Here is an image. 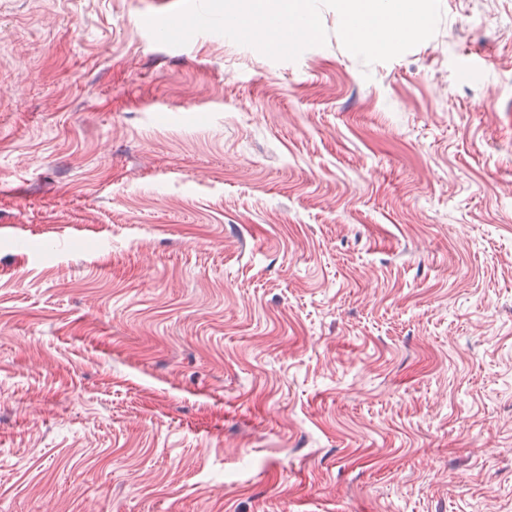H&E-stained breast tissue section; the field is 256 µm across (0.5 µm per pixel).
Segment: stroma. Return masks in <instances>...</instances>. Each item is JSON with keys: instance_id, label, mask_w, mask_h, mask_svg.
I'll return each mask as SVG.
<instances>
[{"instance_id": "obj_1", "label": "stroma", "mask_w": 512, "mask_h": 512, "mask_svg": "<svg viewBox=\"0 0 512 512\" xmlns=\"http://www.w3.org/2000/svg\"><path fill=\"white\" fill-rule=\"evenodd\" d=\"M177 5L0 0V512H512V0Z\"/></svg>"}]
</instances>
